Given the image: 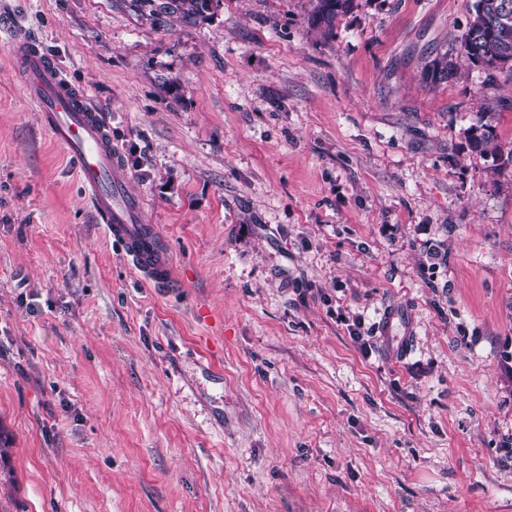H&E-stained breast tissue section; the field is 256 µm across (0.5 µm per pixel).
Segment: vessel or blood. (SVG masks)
Here are the masks:
<instances>
[{"label": "vessel or blood", "mask_w": 512, "mask_h": 512, "mask_svg": "<svg viewBox=\"0 0 512 512\" xmlns=\"http://www.w3.org/2000/svg\"><path fill=\"white\" fill-rule=\"evenodd\" d=\"M12 44L20 82L42 126L73 160L80 186L106 236L117 243L138 277L176 288L167 248L145 219L144 201L128 188V174L112 148V133L87 91L73 85L39 37L0 18Z\"/></svg>", "instance_id": "b4317fda"}]
</instances>
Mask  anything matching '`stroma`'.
I'll return each mask as SVG.
<instances>
[{"label": "stroma", "mask_w": 512, "mask_h": 512, "mask_svg": "<svg viewBox=\"0 0 512 512\" xmlns=\"http://www.w3.org/2000/svg\"><path fill=\"white\" fill-rule=\"evenodd\" d=\"M472 3L157 28L0 0L103 114L179 283L105 237L0 38V512H512V81L460 60ZM487 118L501 155L466 138Z\"/></svg>", "instance_id": "stroma-1"}]
</instances>
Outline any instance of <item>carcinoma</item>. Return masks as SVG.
<instances>
[{"label":"carcinoma","instance_id":"carcinoma-1","mask_svg":"<svg viewBox=\"0 0 512 512\" xmlns=\"http://www.w3.org/2000/svg\"><path fill=\"white\" fill-rule=\"evenodd\" d=\"M128 3L151 25L163 27L170 18L192 25L212 15L219 0H122ZM349 0H313L316 20L328 27ZM460 53L485 74L484 85L491 87L500 75L512 80V0H476L474 15L460 40ZM454 68L448 55L432 61L428 77L434 83L452 78ZM495 141L494 126L490 122L473 125L468 130L472 149L484 152Z\"/></svg>","mask_w":512,"mask_h":512}]
</instances>
